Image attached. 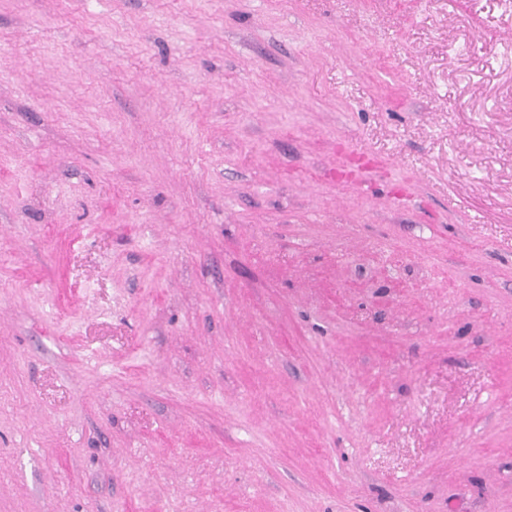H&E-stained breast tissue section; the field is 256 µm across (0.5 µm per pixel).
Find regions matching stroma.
Wrapping results in <instances>:
<instances>
[{"label": "stroma", "mask_w": 512, "mask_h": 512, "mask_svg": "<svg viewBox=\"0 0 512 512\" xmlns=\"http://www.w3.org/2000/svg\"><path fill=\"white\" fill-rule=\"evenodd\" d=\"M0 512H512V0H0Z\"/></svg>", "instance_id": "stroma-1"}]
</instances>
